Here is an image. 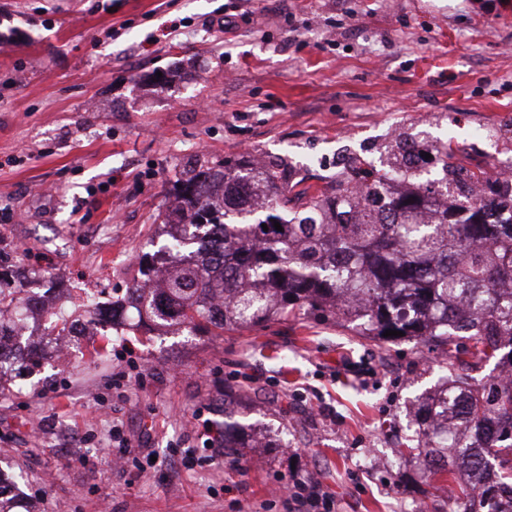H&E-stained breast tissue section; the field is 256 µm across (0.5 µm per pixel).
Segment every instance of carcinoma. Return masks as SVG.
<instances>
[{"mask_svg":"<svg viewBox=\"0 0 512 512\" xmlns=\"http://www.w3.org/2000/svg\"><path fill=\"white\" fill-rule=\"evenodd\" d=\"M412 148L431 154L425 165L435 179L408 167ZM388 154V169L355 162L313 192L296 190L282 161L226 159L217 173L201 161L174 181L155 228L165 243L138 257L126 302L167 330L238 329L300 310L382 343L435 344L450 383L425 412L454 421L455 432L442 437L424 419L401 459L427 482L452 473V463L430 462L436 448L451 449L475 473L498 470L478 488L460 487L452 512H477L476 498L486 512H499L497 499L512 494V382L472 385L456 370L496 359L512 371V292L500 291L512 281V180L490 181L450 144L405 133ZM475 180L483 203L469 201ZM216 234L202 253L200 243ZM23 293L0 272V314L13 308L15 325L28 315ZM387 330L403 335L385 337ZM246 447L224 435L231 462Z\"/></svg>","mask_w":512,"mask_h":512,"instance_id":"obj_1","label":"carcinoma"}]
</instances>
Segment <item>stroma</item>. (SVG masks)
I'll use <instances>...</instances> for the list:
<instances>
[{"instance_id":"1","label":"stroma","mask_w":512,"mask_h":512,"mask_svg":"<svg viewBox=\"0 0 512 512\" xmlns=\"http://www.w3.org/2000/svg\"><path fill=\"white\" fill-rule=\"evenodd\" d=\"M400 132L512 156V0H0V265L118 302L176 171L260 154L322 186L330 147L380 168ZM445 376L300 315L111 328L0 394V478L30 512H448L400 461Z\"/></svg>"}]
</instances>
